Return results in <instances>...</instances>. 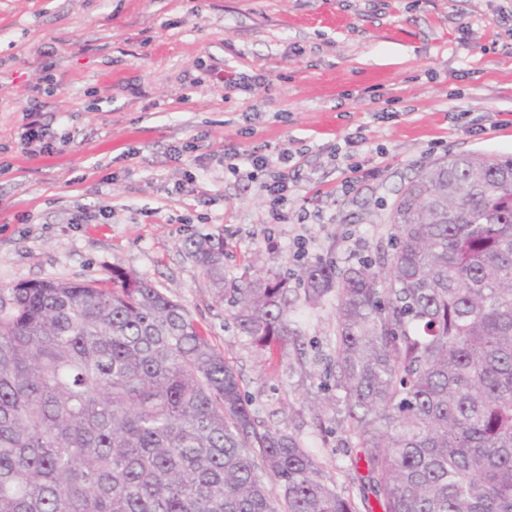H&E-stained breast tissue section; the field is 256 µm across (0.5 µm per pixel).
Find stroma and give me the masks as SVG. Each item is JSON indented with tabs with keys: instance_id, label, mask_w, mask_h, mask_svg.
Instances as JSON below:
<instances>
[{
	"instance_id": "obj_1",
	"label": "stroma",
	"mask_w": 512,
	"mask_h": 512,
	"mask_svg": "<svg viewBox=\"0 0 512 512\" xmlns=\"http://www.w3.org/2000/svg\"><path fill=\"white\" fill-rule=\"evenodd\" d=\"M34 99L67 147L21 144ZM228 149L293 156L279 220ZM467 153L512 155V0H0V290L149 281L345 495L357 450L325 374L335 301L289 292L302 358L257 352L183 242L223 240L229 278L354 266L407 180Z\"/></svg>"
}]
</instances>
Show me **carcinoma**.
I'll return each mask as SVG.
<instances>
[{
    "label": "carcinoma",
    "mask_w": 512,
    "mask_h": 512,
    "mask_svg": "<svg viewBox=\"0 0 512 512\" xmlns=\"http://www.w3.org/2000/svg\"><path fill=\"white\" fill-rule=\"evenodd\" d=\"M387 221L359 266L297 274L306 306L336 298L359 498L259 425L184 305L114 271L0 297V512H512V157L421 168ZM183 246L250 344L287 353L289 279H227L223 243Z\"/></svg>",
    "instance_id": "1"
}]
</instances>
